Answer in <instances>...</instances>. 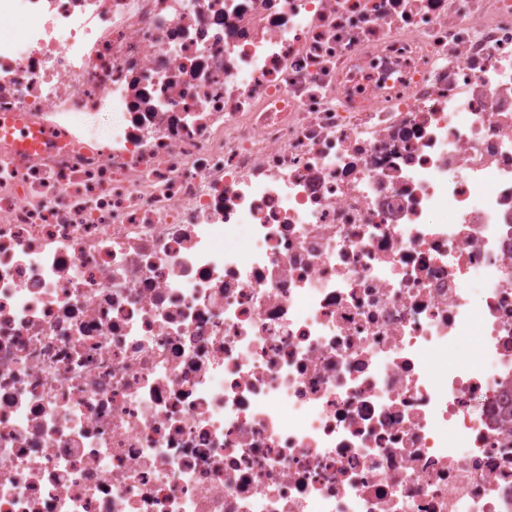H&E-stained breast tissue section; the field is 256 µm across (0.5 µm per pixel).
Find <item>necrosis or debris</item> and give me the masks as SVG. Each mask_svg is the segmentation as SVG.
Segmentation results:
<instances>
[{
    "label": "necrosis or debris",
    "mask_w": 512,
    "mask_h": 512,
    "mask_svg": "<svg viewBox=\"0 0 512 512\" xmlns=\"http://www.w3.org/2000/svg\"><path fill=\"white\" fill-rule=\"evenodd\" d=\"M20 15L0 512H512V0Z\"/></svg>",
    "instance_id": "1"
}]
</instances>
